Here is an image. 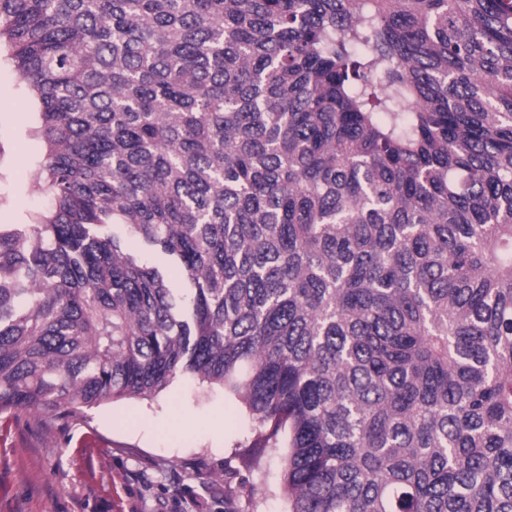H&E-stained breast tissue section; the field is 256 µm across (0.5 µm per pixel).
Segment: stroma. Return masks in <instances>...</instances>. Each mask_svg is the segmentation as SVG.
Here are the masks:
<instances>
[{
  "mask_svg": "<svg viewBox=\"0 0 512 512\" xmlns=\"http://www.w3.org/2000/svg\"><path fill=\"white\" fill-rule=\"evenodd\" d=\"M38 101L0 49V224L50 205L33 188L45 154ZM242 402L196 378L109 401L75 418L0 413V512H287L284 450L254 449Z\"/></svg>",
  "mask_w": 512,
  "mask_h": 512,
  "instance_id": "obj_1",
  "label": "stroma"
}]
</instances>
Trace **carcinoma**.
Listing matches in <instances>:
<instances>
[{
    "label": "carcinoma",
    "mask_w": 512,
    "mask_h": 512,
    "mask_svg": "<svg viewBox=\"0 0 512 512\" xmlns=\"http://www.w3.org/2000/svg\"><path fill=\"white\" fill-rule=\"evenodd\" d=\"M0 41L52 201L0 224V412L197 376L289 512H512V0H0Z\"/></svg>",
    "instance_id": "cac0c4a2"
}]
</instances>
